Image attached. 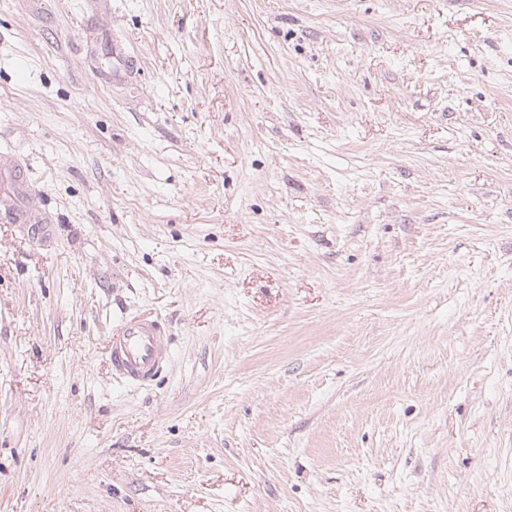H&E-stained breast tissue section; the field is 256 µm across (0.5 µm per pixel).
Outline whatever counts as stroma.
Here are the masks:
<instances>
[{
	"mask_svg": "<svg viewBox=\"0 0 512 512\" xmlns=\"http://www.w3.org/2000/svg\"><path fill=\"white\" fill-rule=\"evenodd\" d=\"M1 152L0 512H512V0H0ZM22 165L0 156V218L9 224H47L39 209L29 201ZM112 375L129 385H143L170 360L169 337L158 319L125 321L109 336Z\"/></svg>",
	"mask_w": 512,
	"mask_h": 512,
	"instance_id": "35a3bbf8",
	"label": "stroma"
}]
</instances>
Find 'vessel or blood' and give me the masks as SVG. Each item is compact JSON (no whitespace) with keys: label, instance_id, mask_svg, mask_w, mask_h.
Listing matches in <instances>:
<instances>
[{"label":"vessel or blood","instance_id":"b4317fda","mask_svg":"<svg viewBox=\"0 0 512 512\" xmlns=\"http://www.w3.org/2000/svg\"><path fill=\"white\" fill-rule=\"evenodd\" d=\"M27 182L21 164L0 157V220L10 224H40L38 208L25 202ZM112 374L139 386L151 380L170 360L169 338L158 319L125 321L112 332L107 345Z\"/></svg>","mask_w":512,"mask_h":512}]
</instances>
